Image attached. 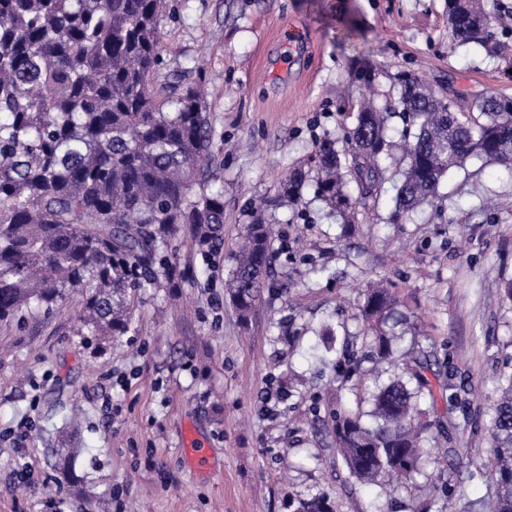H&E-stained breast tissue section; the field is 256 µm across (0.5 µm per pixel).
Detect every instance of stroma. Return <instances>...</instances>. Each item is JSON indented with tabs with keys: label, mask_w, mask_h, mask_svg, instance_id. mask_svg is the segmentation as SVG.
Instances as JSON below:
<instances>
[{
	"label": "stroma",
	"mask_w": 512,
	"mask_h": 512,
	"mask_svg": "<svg viewBox=\"0 0 512 512\" xmlns=\"http://www.w3.org/2000/svg\"><path fill=\"white\" fill-rule=\"evenodd\" d=\"M160 54L157 86L200 89L209 104L224 243L204 253L180 234L171 251L188 280L132 291L129 330L112 343L82 334L77 292L0 323V512H296L314 497L333 512H494L480 463L489 406L512 376V178L499 166L449 173L402 224L387 221L396 170L349 219L307 185L298 205L266 212L272 278L289 292L264 291L244 327L224 281L255 202L351 127L352 59L509 96L512 65L454 49L447 0H170ZM378 281L407 316L388 361L366 356L354 308ZM415 344L447 368L421 404L429 458L360 481L331 414L368 410L369 387ZM190 438L209 448L208 469L191 466ZM67 448L72 481L55 466Z\"/></svg>",
	"instance_id": "stroma-1"
}]
</instances>
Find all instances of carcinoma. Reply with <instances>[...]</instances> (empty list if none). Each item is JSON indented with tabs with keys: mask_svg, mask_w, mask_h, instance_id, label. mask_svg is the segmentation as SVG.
Instances as JSON below:
<instances>
[{
	"mask_svg": "<svg viewBox=\"0 0 512 512\" xmlns=\"http://www.w3.org/2000/svg\"><path fill=\"white\" fill-rule=\"evenodd\" d=\"M164 0H0V321L52 308L77 290L81 321L102 340L123 336L128 291L153 288L172 263L166 249L189 227L195 241L221 245L224 189L194 191L201 167L212 164L209 110L196 90L153 87L159 65ZM512 31V9L492 17L479 0H448V27L459 47L507 58L492 32ZM352 81L372 85L373 61L350 63ZM394 95L352 113L343 141L318 142L310 169L295 168L276 202L297 204L309 181L335 210L352 209L381 191L397 144L389 122L415 127L402 135L401 180L394 185L391 221L438 198L441 181L478 160L512 177V97L488 93L467 106L418 75L392 77ZM272 237L263 215L244 228L226 284L243 325L270 279ZM400 304L382 286L369 288L358 316L377 357L392 356L400 336L383 326ZM427 355L372 392V421L336 413L332 435L350 473L375 481L418 469L429 449L418 398L435 399ZM488 473L496 512H512V376L499 389L490 424Z\"/></svg>",
	"mask_w": 512,
	"mask_h": 512,
	"instance_id": "carcinoma-1",
	"label": "carcinoma"
}]
</instances>
